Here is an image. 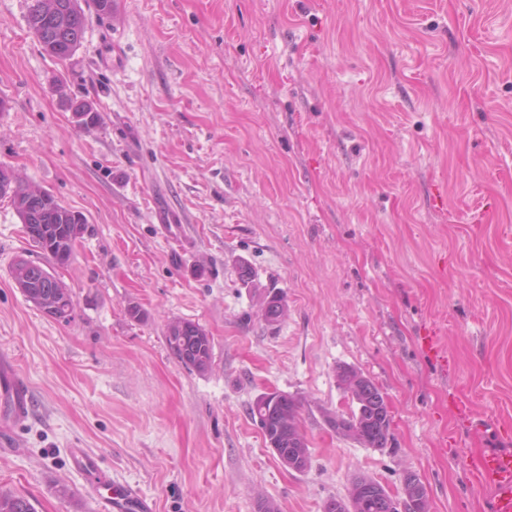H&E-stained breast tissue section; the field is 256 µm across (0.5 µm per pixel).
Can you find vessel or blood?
I'll return each mask as SVG.
<instances>
[{
	"instance_id": "1",
	"label": "vessel or blood",
	"mask_w": 512,
	"mask_h": 512,
	"mask_svg": "<svg viewBox=\"0 0 512 512\" xmlns=\"http://www.w3.org/2000/svg\"><path fill=\"white\" fill-rule=\"evenodd\" d=\"M0 402L9 421L19 422L29 415V388L13 369H0ZM74 471L97 478L103 489L99 512H154L152 501L131 486L104 474L99 456L86 448L71 451ZM467 465L480 485L491 492V512H512V448H491L468 456Z\"/></svg>"
}]
</instances>
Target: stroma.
<instances>
[{
    "label": "stroma",
    "mask_w": 512,
    "mask_h": 512,
    "mask_svg": "<svg viewBox=\"0 0 512 512\" xmlns=\"http://www.w3.org/2000/svg\"><path fill=\"white\" fill-rule=\"evenodd\" d=\"M29 2L0 0V165L86 224L54 269L60 322L14 284L18 257L45 256L0 198V363L30 401L0 491L99 512L70 467L87 448L157 512H323L355 476L396 495L407 473L429 512H487L463 456L512 428V0H115L64 61ZM174 320L210 336L207 372L170 353ZM342 364L387 400V448L327 424L352 406ZM269 391L302 400L305 471L248 414Z\"/></svg>",
    "instance_id": "1"
}]
</instances>
